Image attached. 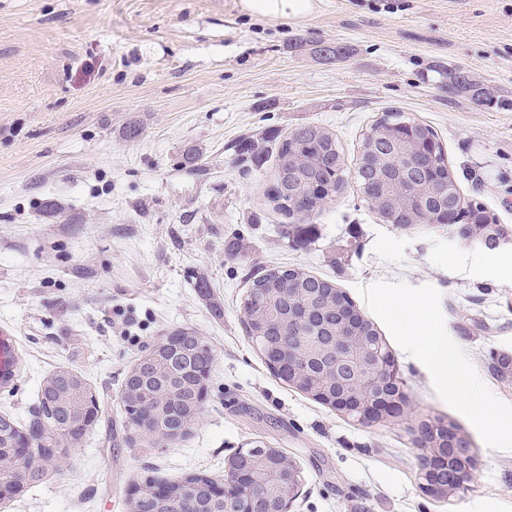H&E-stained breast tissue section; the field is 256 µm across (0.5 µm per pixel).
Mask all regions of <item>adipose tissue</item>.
I'll return each mask as SVG.
<instances>
[{"mask_svg":"<svg viewBox=\"0 0 512 512\" xmlns=\"http://www.w3.org/2000/svg\"><path fill=\"white\" fill-rule=\"evenodd\" d=\"M242 9L251 15L270 19L300 22L315 10L314 0H242ZM392 315L403 327L409 328L412 345L422 358L433 366L439 383L459 398L468 409L486 422L491 432L512 427V415L500 413L491 401L482 396L473 380L460 367L459 354L447 342L433 336L417 303L395 302Z\"/></svg>","mask_w":512,"mask_h":512,"instance_id":"ef3b65f1","label":"adipose tissue"}]
</instances>
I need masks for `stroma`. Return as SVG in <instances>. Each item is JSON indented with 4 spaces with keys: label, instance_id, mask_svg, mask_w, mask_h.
I'll use <instances>...</instances> for the list:
<instances>
[{
    "label": "stroma",
    "instance_id": "1",
    "mask_svg": "<svg viewBox=\"0 0 512 512\" xmlns=\"http://www.w3.org/2000/svg\"><path fill=\"white\" fill-rule=\"evenodd\" d=\"M322 42L349 59L322 61ZM456 66L492 104L442 91ZM390 110L429 125L462 196L512 225V0H318L299 24L249 15L240 0H0V332L17 358L0 415L28 420L61 366L100 407L46 482L0 512H128L144 475L220 480L255 441L303 473L288 512H512V436L440 387L388 308L420 303L463 372L512 410V378L492 371L512 357V243L489 252L444 230L395 229L352 184L288 237L265 196L274 159L252 171L236 161L239 140L306 123L336 133L350 161ZM280 266L332 280L374 323L405 379L402 418L359 424L271 373L241 301L250 275ZM181 328L215 361L190 434L158 445L129 423L122 390ZM433 418L459 425L475 460L446 499L423 491L411 433Z\"/></svg>",
    "mask_w": 512,
    "mask_h": 512
}]
</instances>
